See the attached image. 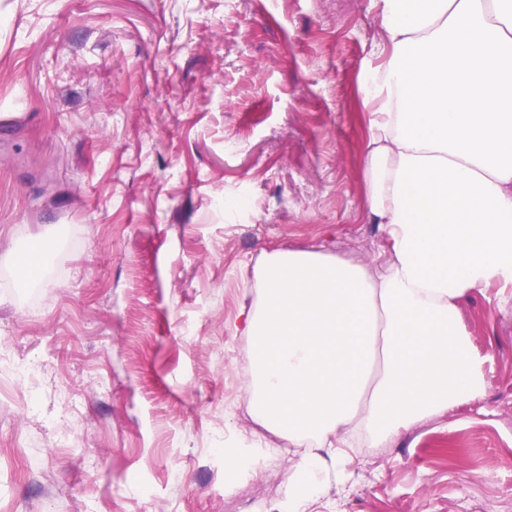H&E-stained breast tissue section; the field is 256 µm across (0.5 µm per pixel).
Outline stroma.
<instances>
[{"mask_svg": "<svg viewBox=\"0 0 512 512\" xmlns=\"http://www.w3.org/2000/svg\"><path fill=\"white\" fill-rule=\"evenodd\" d=\"M376 0H0V512H279L249 409L264 253L360 263ZM43 247V273L16 263ZM485 386L358 444L311 512L512 501V292L460 304ZM278 449L224 493V450Z\"/></svg>", "mask_w": 512, "mask_h": 512, "instance_id": "1", "label": "stroma"}]
</instances>
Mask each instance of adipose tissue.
I'll return each mask as SVG.
<instances>
[{"instance_id": "obj_1", "label": "adipose tissue", "mask_w": 512, "mask_h": 512, "mask_svg": "<svg viewBox=\"0 0 512 512\" xmlns=\"http://www.w3.org/2000/svg\"><path fill=\"white\" fill-rule=\"evenodd\" d=\"M380 5L363 215L384 244L369 264L264 254L235 327L252 416L290 444L284 512L347 476L349 433L375 444L479 396L459 302L512 288V0Z\"/></svg>"}]
</instances>
